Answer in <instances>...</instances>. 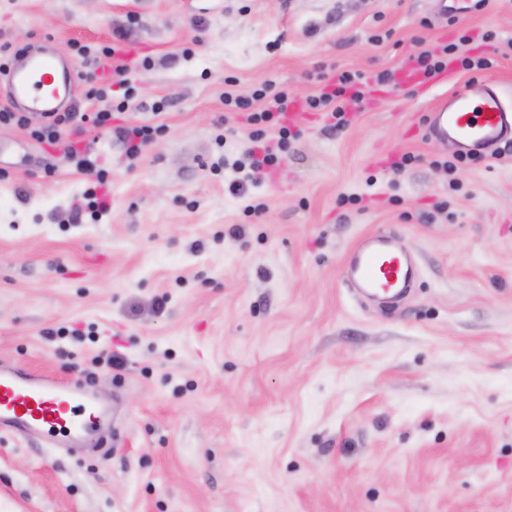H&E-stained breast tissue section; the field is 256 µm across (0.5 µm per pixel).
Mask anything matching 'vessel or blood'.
<instances>
[{"instance_id":"obj_1","label":"vessel or blood","mask_w":512,"mask_h":512,"mask_svg":"<svg viewBox=\"0 0 512 512\" xmlns=\"http://www.w3.org/2000/svg\"><path fill=\"white\" fill-rule=\"evenodd\" d=\"M12 106L22 112L62 111L75 98L72 76L48 56L14 58L5 76ZM427 132L459 153L489 152L512 141V104L491 80L443 96L431 110ZM418 278L414 258L390 235L363 237L351 250L343 281L368 297L402 295ZM106 414L86 398L80 382L61 383L15 366L0 365V430L76 442L100 433Z\"/></svg>"}]
</instances>
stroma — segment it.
I'll return each mask as SVG.
<instances>
[{"mask_svg":"<svg viewBox=\"0 0 512 512\" xmlns=\"http://www.w3.org/2000/svg\"><path fill=\"white\" fill-rule=\"evenodd\" d=\"M441 10L0 0V45L76 62L82 112L101 104L74 43L123 36L150 60L126 76L125 120L167 128L131 164L88 130L112 204L72 224L89 178L66 143L0 125V363L82 381L119 433L102 455L1 432L0 512H512V145L457 162L426 133L441 95L489 78L512 94V0L453 26ZM487 31L491 69L372 91L340 131L305 113L273 180L234 169L249 141L225 77L307 96L321 68L395 71L463 33L473 56ZM381 233L420 269L391 310L342 282L348 252Z\"/></svg>","mask_w":512,"mask_h":512,"instance_id":"1","label":"stroma"}]
</instances>
